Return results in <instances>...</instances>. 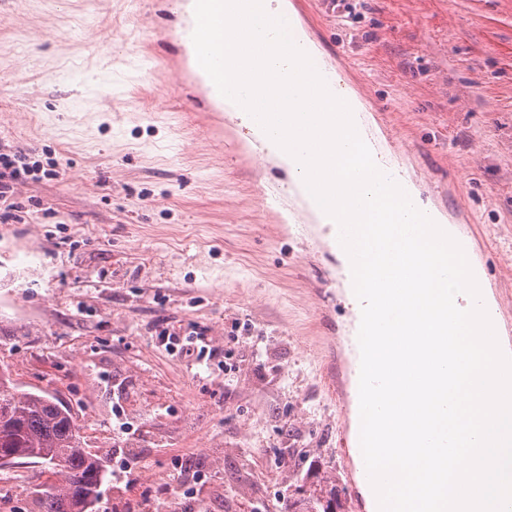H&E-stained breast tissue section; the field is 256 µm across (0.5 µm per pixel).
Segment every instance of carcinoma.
Listing matches in <instances>:
<instances>
[{"label":"carcinoma","mask_w":512,"mask_h":512,"mask_svg":"<svg viewBox=\"0 0 512 512\" xmlns=\"http://www.w3.org/2000/svg\"><path fill=\"white\" fill-rule=\"evenodd\" d=\"M8 463L35 459L48 474L49 487L34 500L37 512H88L99 496L101 458L84 448L81 426L70 406L42 392L24 390L0 370V450ZM87 477L85 485L77 475ZM336 485L325 481L288 495V512H332Z\"/></svg>","instance_id":"obj_1"}]
</instances>
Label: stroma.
<instances>
[{
  "mask_svg": "<svg viewBox=\"0 0 512 512\" xmlns=\"http://www.w3.org/2000/svg\"><path fill=\"white\" fill-rule=\"evenodd\" d=\"M345 25L310 26L366 84L412 174L468 217L487 276L512 298V0H361ZM160 0H7L0 6V143L48 150L61 180L22 185L24 220L0 213V364L78 413L104 461L96 512H133L174 462L207 474L170 512H238L321 480L347 491L355 365L326 258L261 200L266 170L224 132L216 156L190 126L180 81L150 67L178 31ZM37 248L36 264L17 270ZM205 332L188 366L158 346ZM240 370L224 381V360Z\"/></svg>",
  "mask_w": 512,
  "mask_h": 512,
  "instance_id": "1",
  "label": "stroma"
}]
</instances>
